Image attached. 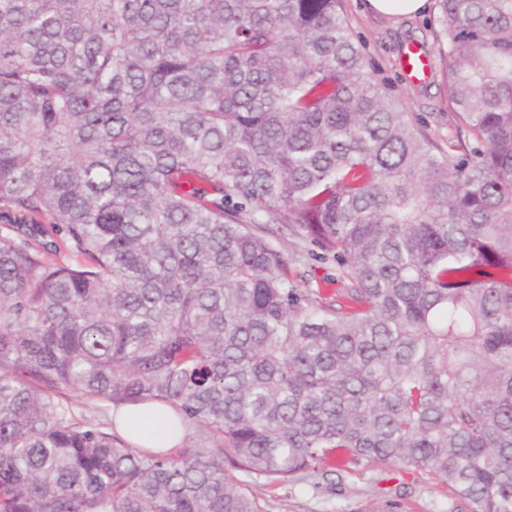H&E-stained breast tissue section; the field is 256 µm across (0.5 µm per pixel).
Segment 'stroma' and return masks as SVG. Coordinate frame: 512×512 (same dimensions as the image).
Instances as JSON below:
<instances>
[{
    "instance_id": "1",
    "label": "stroma",
    "mask_w": 512,
    "mask_h": 512,
    "mask_svg": "<svg viewBox=\"0 0 512 512\" xmlns=\"http://www.w3.org/2000/svg\"><path fill=\"white\" fill-rule=\"evenodd\" d=\"M356 35L372 78L404 102L418 123L440 145L458 136L441 77L443 63L436 37V0L423 12L385 15L371 12L365 0H340ZM423 52L431 61L428 79H408L400 58L408 49ZM264 512H465L464 503L448 487L426 473L406 474L390 466H373L352 474L335 473L290 483L261 481L253 486Z\"/></svg>"
}]
</instances>
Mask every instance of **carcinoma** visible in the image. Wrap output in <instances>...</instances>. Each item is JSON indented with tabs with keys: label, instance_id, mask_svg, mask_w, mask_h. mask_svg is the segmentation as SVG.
Masks as SVG:
<instances>
[{
	"label": "carcinoma",
	"instance_id": "carcinoma-1",
	"mask_svg": "<svg viewBox=\"0 0 512 512\" xmlns=\"http://www.w3.org/2000/svg\"><path fill=\"white\" fill-rule=\"evenodd\" d=\"M437 25L446 149L338 0H0V512H264L378 464L512 512V0ZM302 270H307V278L310 281V285L313 287L316 286V282H319V278L323 276L333 277L335 280L328 288H345L348 282L344 273L336 267L334 262L322 261L316 257H308L307 265L304 266ZM75 410L77 414L96 417L104 421L113 418L117 430L139 448L172 450L182 443L185 432V426L180 423L179 416L170 407L164 408L170 424L168 430L162 418L159 417L160 421L156 420L157 407L152 404L123 406L113 411L111 405L100 404L98 406L96 401L83 398L79 399ZM195 431V426L189 423L184 442L179 447L193 445Z\"/></svg>",
	"mask_w": 512,
	"mask_h": 512
}]
</instances>
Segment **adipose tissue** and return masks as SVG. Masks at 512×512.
<instances>
[{
	"label": "adipose tissue",
	"mask_w": 512,
	"mask_h": 512,
	"mask_svg": "<svg viewBox=\"0 0 512 512\" xmlns=\"http://www.w3.org/2000/svg\"><path fill=\"white\" fill-rule=\"evenodd\" d=\"M157 408L142 403L123 406L112 413L117 430L134 446L172 450L181 444L185 432L176 412H169L167 421L156 418Z\"/></svg>",
	"instance_id": "obj_1"
}]
</instances>
